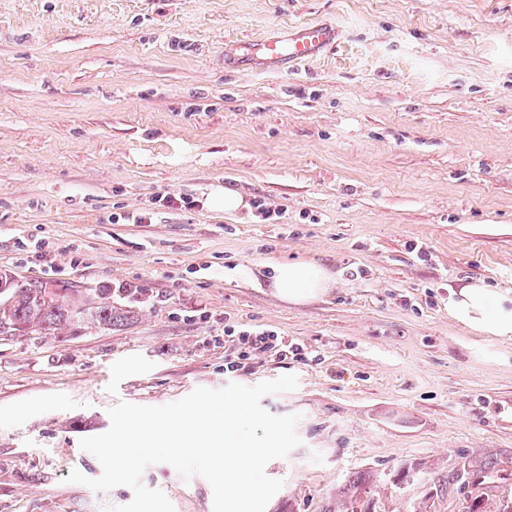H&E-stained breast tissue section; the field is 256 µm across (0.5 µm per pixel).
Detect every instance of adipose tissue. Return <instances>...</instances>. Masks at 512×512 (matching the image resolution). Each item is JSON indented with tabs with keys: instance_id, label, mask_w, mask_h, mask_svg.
I'll return each instance as SVG.
<instances>
[{
	"instance_id": "adipose-tissue-1",
	"label": "adipose tissue",
	"mask_w": 512,
	"mask_h": 512,
	"mask_svg": "<svg viewBox=\"0 0 512 512\" xmlns=\"http://www.w3.org/2000/svg\"><path fill=\"white\" fill-rule=\"evenodd\" d=\"M335 283L333 274L314 262L276 264L271 278L275 294L292 304L312 301ZM448 316L464 329L512 340V298L483 281H467L450 290Z\"/></svg>"
}]
</instances>
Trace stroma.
I'll return each instance as SVG.
<instances>
[{
	"instance_id": "obj_1",
	"label": "stroma",
	"mask_w": 512,
	"mask_h": 512,
	"mask_svg": "<svg viewBox=\"0 0 512 512\" xmlns=\"http://www.w3.org/2000/svg\"><path fill=\"white\" fill-rule=\"evenodd\" d=\"M313 22L340 29L331 53L260 54ZM224 187L246 208H208ZM285 260L335 288L280 299ZM1 272L108 288L134 316L0 336V512L127 504L68 480L101 475L80 441L111 406L284 374L297 389L261 404L298 415L301 444L267 464L283 486L266 512H325L358 476L372 512H461L437 474H512V341L447 309L466 281L512 292V0H0ZM228 326L306 357L228 372ZM142 482L213 512L200 475L154 464Z\"/></svg>"
}]
</instances>
